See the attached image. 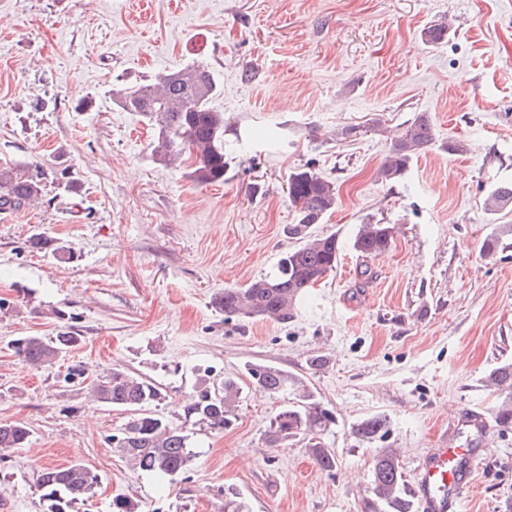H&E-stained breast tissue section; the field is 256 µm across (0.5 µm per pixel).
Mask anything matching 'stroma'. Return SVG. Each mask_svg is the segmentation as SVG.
I'll return each mask as SVG.
<instances>
[{
    "mask_svg": "<svg viewBox=\"0 0 512 512\" xmlns=\"http://www.w3.org/2000/svg\"><path fill=\"white\" fill-rule=\"evenodd\" d=\"M442 22L447 38L426 44ZM192 62L223 87L220 183H198L186 156L156 163L151 126L112 98ZM421 112L434 144L382 180L394 136ZM1 165L42 166L48 182L39 203L0 213V423L30 431L0 449V512H43L39 471L74 461L98 486L73 512H112L118 495L145 512H222L228 488L243 512H365L374 449L353 430L375 415L408 486L431 449L482 448L463 512H512V426L494 423L487 384L512 363V245L486 248L512 224L486 208L512 183V0H0ZM306 167L337 190L315 227L340 241L335 270L291 322L225 317L214 296L294 247L286 185ZM368 221L397 228L372 258L352 247ZM36 233L50 248H30ZM63 326L83 338L64 361L36 369L15 354L14 340ZM251 364L302 377L330 410L335 468L304 441L267 443L288 398L252 386ZM75 365L156 381L172 422L199 382L236 377L237 421L195 430L176 479L143 473L109 442L127 413L66 383ZM469 409L489 425L469 426Z\"/></svg>",
    "mask_w": 512,
    "mask_h": 512,
    "instance_id": "obj_1",
    "label": "stroma"
}]
</instances>
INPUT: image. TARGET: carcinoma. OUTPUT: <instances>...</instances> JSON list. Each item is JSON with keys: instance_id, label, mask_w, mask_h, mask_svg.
Segmentation results:
<instances>
[{"instance_id": "cac0c4a2", "label": "carcinoma", "mask_w": 512, "mask_h": 512, "mask_svg": "<svg viewBox=\"0 0 512 512\" xmlns=\"http://www.w3.org/2000/svg\"><path fill=\"white\" fill-rule=\"evenodd\" d=\"M221 86L208 65L193 63L177 71L160 72L154 78L115 90L117 105L126 112L139 113L155 130L152 155L168 163L184 154L186 145L195 155L194 179L202 184L224 181V113L212 107ZM435 140L434 127L427 113L417 114L394 142L380 169L381 178L399 179L413 157ZM25 177L15 167H0V212L15 211L39 199L45 189L46 172L38 165L26 168ZM287 193L294 208V223L288 234L300 244L283 253L274 271L250 281L242 288H226L216 294L215 309L225 316L262 317L287 323L297 316L298 304L314 285L336 268L340 245L334 234L313 235L311 227L323 223L336 205V187L311 168L298 169L288 176ZM512 206V185L503 184L488 197V210ZM395 228L391 224H362L352 243L360 255L370 257L388 250ZM82 336L61 331L56 336H24L13 343L14 352L27 364L50 367L76 347ZM253 384L272 397L289 390L296 401L288 403L270 422L268 442L275 447L288 440L302 439L317 465L328 470L336 466V455L323 443L335 424L332 413L315 398L305 382L273 365L254 364L247 368ZM500 400L497 421L512 425V363L489 374ZM100 403L129 412L120 432L111 436L112 451L142 472L174 478L185 473L194 452L186 424L222 432L236 419L235 403L242 393L238 381L224 378L221 389L207 383L197 388L183 405V421L174 424L151 411L164 400L160 387L127 370L114 367L88 384ZM388 421L372 416L356 426L355 437L372 444L386 435ZM29 440V429L21 423L0 424V448H21ZM372 493L368 512H416L414 498L407 490L392 448H377L372 460ZM46 512H72L77 503L93 497L97 476L80 462L65 467H47L37 477Z\"/></svg>"}]
</instances>
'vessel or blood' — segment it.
<instances>
[{"instance_id":"b4317fda","label":"vessel or blood","mask_w":512,"mask_h":512,"mask_svg":"<svg viewBox=\"0 0 512 512\" xmlns=\"http://www.w3.org/2000/svg\"><path fill=\"white\" fill-rule=\"evenodd\" d=\"M481 458L477 448L441 446L420 466L418 512H460L462 494Z\"/></svg>"}]
</instances>
